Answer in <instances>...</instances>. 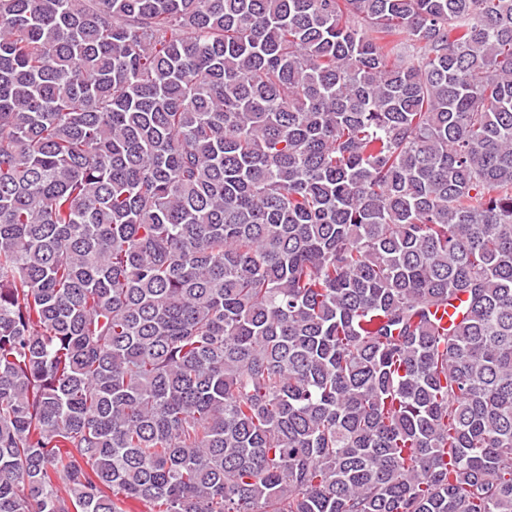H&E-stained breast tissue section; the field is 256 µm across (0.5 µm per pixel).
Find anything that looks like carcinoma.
I'll return each mask as SVG.
<instances>
[{
    "mask_svg": "<svg viewBox=\"0 0 512 512\" xmlns=\"http://www.w3.org/2000/svg\"><path fill=\"white\" fill-rule=\"evenodd\" d=\"M512 512V0H0V512Z\"/></svg>",
    "mask_w": 512,
    "mask_h": 512,
    "instance_id": "1",
    "label": "carcinoma"
}]
</instances>
